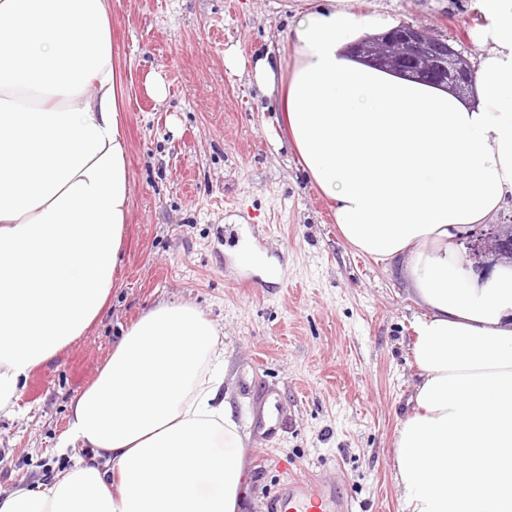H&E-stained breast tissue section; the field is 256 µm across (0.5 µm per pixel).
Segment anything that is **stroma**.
<instances>
[{
  "label": "stroma",
  "instance_id": "1",
  "mask_svg": "<svg viewBox=\"0 0 512 512\" xmlns=\"http://www.w3.org/2000/svg\"><path fill=\"white\" fill-rule=\"evenodd\" d=\"M307 0H112L132 207L116 284L99 319L36 367L15 416L0 415V488H37L70 461L56 445L70 403L97 378L123 328L186 301L222 333L224 399L247 451L248 512L290 477L335 480L352 512H403L393 468L418 369L411 324L425 316L403 262L378 263L338 232L329 204L287 143L277 107L228 71L253 60ZM377 5L462 42L472 0H348ZM167 87L145 88L149 72ZM249 245L265 266L239 265ZM276 388L290 419L276 443L250 428L246 386Z\"/></svg>",
  "mask_w": 512,
  "mask_h": 512
}]
</instances>
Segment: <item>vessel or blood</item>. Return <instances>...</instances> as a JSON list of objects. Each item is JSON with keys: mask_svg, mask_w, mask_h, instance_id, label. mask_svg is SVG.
<instances>
[{"mask_svg": "<svg viewBox=\"0 0 512 512\" xmlns=\"http://www.w3.org/2000/svg\"><path fill=\"white\" fill-rule=\"evenodd\" d=\"M288 419L278 408L276 391L265 388L253 396L252 428L261 442L278 441ZM342 498L336 484L319 479L291 478L265 500V512H340Z\"/></svg>", "mask_w": 512, "mask_h": 512, "instance_id": "b4317fda", "label": "vessel or blood"}]
</instances>
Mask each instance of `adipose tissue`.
I'll list each match as a JSON object with an SVG mask.
<instances>
[{
    "mask_svg": "<svg viewBox=\"0 0 512 512\" xmlns=\"http://www.w3.org/2000/svg\"><path fill=\"white\" fill-rule=\"evenodd\" d=\"M473 100L353 56L399 19L312 0L245 73L343 237L404 258L413 413L396 440L404 512H512V263L466 278L454 241L512 202V0H475ZM110 0H0V415L31 369L100 316L131 210ZM218 328L162 303L72 402L71 468L0 490V512H244L245 450L221 394Z\"/></svg>",
    "mask_w": 512,
    "mask_h": 512,
    "instance_id": "ef3b65f1",
    "label": "adipose tissue"
}]
</instances>
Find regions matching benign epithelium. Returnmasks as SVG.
Instances as JSON below:
<instances>
[{"instance_id": "7a95c632", "label": "benign epithelium", "mask_w": 512, "mask_h": 512, "mask_svg": "<svg viewBox=\"0 0 512 512\" xmlns=\"http://www.w3.org/2000/svg\"><path fill=\"white\" fill-rule=\"evenodd\" d=\"M356 52L382 64H392L404 74L410 70L430 72L442 70V82L458 92L474 85V73L466 65L462 53L449 44V37L431 33L420 25L405 23L387 35L360 43ZM467 258L477 271L492 267L493 262L512 256V235L501 231V225L488 230L476 228Z\"/></svg>"}]
</instances>
